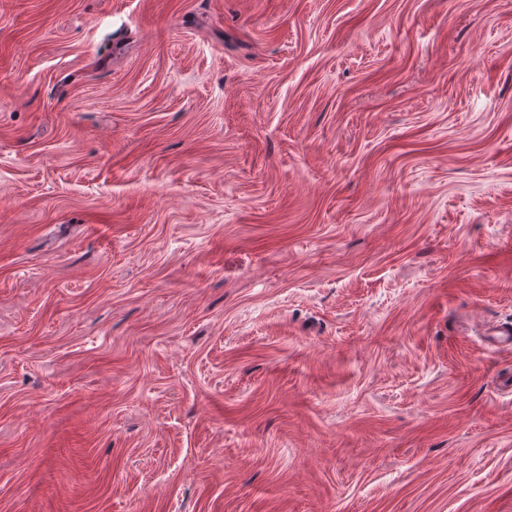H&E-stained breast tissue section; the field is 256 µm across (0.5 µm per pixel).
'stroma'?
<instances>
[{
  "instance_id": "obj_1",
  "label": "stroma",
  "mask_w": 512,
  "mask_h": 512,
  "mask_svg": "<svg viewBox=\"0 0 512 512\" xmlns=\"http://www.w3.org/2000/svg\"><path fill=\"white\" fill-rule=\"evenodd\" d=\"M512 0H0V512H512Z\"/></svg>"
}]
</instances>
